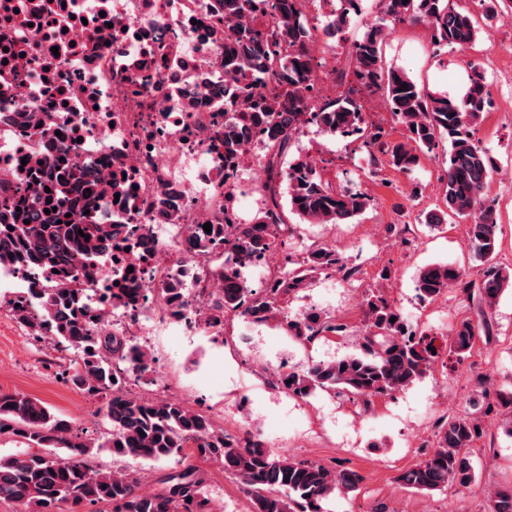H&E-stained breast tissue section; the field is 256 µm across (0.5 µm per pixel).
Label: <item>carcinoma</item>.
Returning a JSON list of instances; mask_svg holds the SVG:
<instances>
[{
    "instance_id": "obj_1",
    "label": "carcinoma",
    "mask_w": 512,
    "mask_h": 512,
    "mask_svg": "<svg viewBox=\"0 0 512 512\" xmlns=\"http://www.w3.org/2000/svg\"><path fill=\"white\" fill-rule=\"evenodd\" d=\"M252 0H224V20L237 25L224 41V72L237 81V74H251L250 88L224 87L225 101L241 95L250 100L245 112H233L224 121V162L233 163L251 144L253 133L273 149L288 143L292 135L313 125L327 134L360 135L372 161L376 154L390 166L408 172L421 156L440 143L448 147L443 176L444 209L428 213L425 223L436 227L446 218L470 221V255L480 267L479 281L468 279L465 268L435 263L419 270L416 296L432 302L450 288L465 292L475 288L485 307H492L505 290L512 288V272L496 262L498 224L495 211L484 205L495 160L475 138L490 94L484 70L471 66L469 83L460 99L426 90L405 71L384 65L382 46L389 24L424 23L435 43L464 50L474 44L479 24L475 16L458 10L451 0H381L383 17L366 26L362 36L347 48L352 82L386 101L392 121L405 128L402 140L389 139L382 126H367L353 93H341L307 111L314 89V18L305 10V0H274L275 44L288 48L285 54L269 50L261 32L244 18ZM336 12L325 26L331 37L344 40L350 12L357 0H337ZM484 17L512 13V0H482ZM277 80L288 86V95L253 96V90ZM288 187V206L299 218L317 224H347L369 206L367 194L329 189L317 167L296 159L281 171ZM270 217L251 224H238L231 231L211 225V233L197 241L205 248L215 240L224 242V297L216 302L219 313L237 315L253 325H264L282 316L283 301L308 287L315 279L333 272L350 277L344 258L336 250L315 246L297 260L287 256L284 270L261 292L247 285L246 272L276 242ZM83 234H78V231ZM107 237L89 235L83 224H7L0 226V259L22 266L56 262L63 255L88 261L103 252ZM172 312L185 310L186 289L179 285L162 289ZM108 296L95 288H28L8 303L13 318L27 331L50 334L61 348L71 352L70 381L90 396L112 393L105 415L112 426L102 443L79 442L70 425L55 418L40 400L19 392H0V434L6 432L26 445L24 452L0 456V500L20 507V512H63L89 507L94 512H210L203 480L192 471L169 474L157 493L144 494L137 479L121 469L95 467L94 452L107 451L112 458H141L179 463L188 456L218 461L234 476L251 503L252 512H329L325 505L338 495L356 492L361 477L354 471H336L320 464L298 461L268 447L257 437L240 440L217 431L210 417L171 400L129 397L123 393L125 378L113 369L112 360L139 365L148 359L145 348L126 336H107L101 322ZM366 332L359 352L302 369L277 373L276 385L293 399L306 400L317 392H348L365 400L393 398L423 380L446 351L458 358L473 348L476 336L491 335L492 325L479 326L465 319L450 331L444 345L414 329L386 297L366 299ZM395 322H390L391 317ZM290 335L307 344L325 333L340 336L345 325L311 308L286 321ZM292 383H287V380ZM482 421L471 415L442 423L436 445L423 461L398 476L404 487L417 492L441 491L450 484L468 486L475 479L472 459L466 452L480 437ZM488 512H512V485L492 491Z\"/></svg>"
}]
</instances>
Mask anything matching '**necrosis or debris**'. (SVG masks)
Instances as JSON below:
<instances>
[{
    "label": "necrosis or debris",
    "instance_id": "1",
    "mask_svg": "<svg viewBox=\"0 0 512 512\" xmlns=\"http://www.w3.org/2000/svg\"><path fill=\"white\" fill-rule=\"evenodd\" d=\"M222 0H0V223L18 210L96 226L111 240L101 263L71 277L0 263L27 288H137L145 307L110 300L107 333L220 336L224 248L195 246L205 223L240 221L251 187L275 210L284 182L252 145L224 172ZM184 280L188 308L162 294Z\"/></svg>",
    "mask_w": 512,
    "mask_h": 512
}]
</instances>
